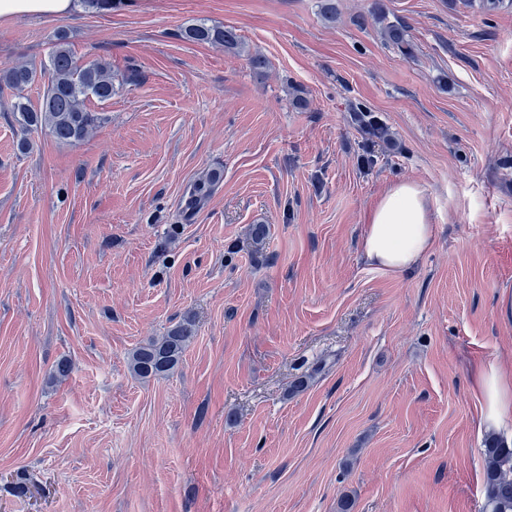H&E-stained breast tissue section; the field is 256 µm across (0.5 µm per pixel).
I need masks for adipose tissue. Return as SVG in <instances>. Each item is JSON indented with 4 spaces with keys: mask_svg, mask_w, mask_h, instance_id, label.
Wrapping results in <instances>:
<instances>
[{
    "mask_svg": "<svg viewBox=\"0 0 512 512\" xmlns=\"http://www.w3.org/2000/svg\"><path fill=\"white\" fill-rule=\"evenodd\" d=\"M78 0H0V21L18 16L53 19L78 9ZM434 227L421 187L404 182L390 188L372 212L363 238V254L388 273L411 269L430 249Z\"/></svg>",
    "mask_w": 512,
    "mask_h": 512,
    "instance_id": "ef3b65f1",
    "label": "adipose tissue"
}]
</instances>
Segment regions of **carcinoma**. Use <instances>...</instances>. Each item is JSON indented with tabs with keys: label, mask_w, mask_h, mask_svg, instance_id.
<instances>
[{
	"label": "carcinoma",
	"mask_w": 512,
	"mask_h": 512,
	"mask_svg": "<svg viewBox=\"0 0 512 512\" xmlns=\"http://www.w3.org/2000/svg\"><path fill=\"white\" fill-rule=\"evenodd\" d=\"M181 36L189 42L236 48L238 37L233 29L198 22L185 27ZM47 79L42 102L34 107L24 98L12 105L17 114L21 138L19 146H29L28 134L44 130L58 143L74 145L99 127L104 116L87 108L86 100L94 97L103 102L112 98V68L105 62L80 64L59 32L51 52L48 68L37 71L25 65L0 70V87L23 89ZM219 180L209 177L194 183L186 192L185 206L195 210L214 190ZM195 335L191 319L186 318L166 333L136 347L129 356V366L140 378L160 377L172 372ZM485 512H512V445L492 438L484 449Z\"/></svg>",
	"instance_id": "obj_1"
}]
</instances>
